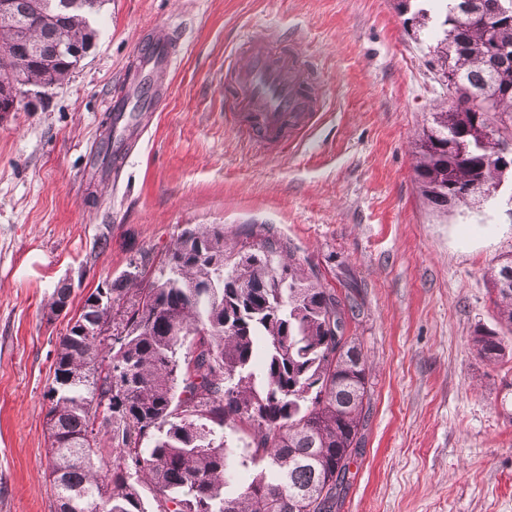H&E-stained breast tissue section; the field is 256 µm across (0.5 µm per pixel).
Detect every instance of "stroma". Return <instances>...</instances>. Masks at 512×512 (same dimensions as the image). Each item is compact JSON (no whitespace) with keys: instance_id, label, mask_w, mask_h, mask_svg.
I'll list each match as a JSON object with an SVG mask.
<instances>
[{"instance_id":"1","label":"stroma","mask_w":512,"mask_h":512,"mask_svg":"<svg viewBox=\"0 0 512 512\" xmlns=\"http://www.w3.org/2000/svg\"><path fill=\"white\" fill-rule=\"evenodd\" d=\"M398 0H106L67 84L0 114V512H53L47 404L71 302L131 261L158 263L181 228L263 225L351 293L348 333L371 363V413L339 512H512V360L480 358L499 328L486 275L512 254V188L481 211L422 197L413 142L438 111L433 4L408 31ZM265 27L314 74L322 114L269 151L240 127L227 60ZM171 43L160 108L115 178L88 176L142 31ZM107 249H99L100 238Z\"/></svg>"}]
</instances>
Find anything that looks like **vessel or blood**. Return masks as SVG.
Segmentation results:
<instances>
[{"label":"vessel or blood","instance_id":"obj_1","mask_svg":"<svg viewBox=\"0 0 512 512\" xmlns=\"http://www.w3.org/2000/svg\"><path fill=\"white\" fill-rule=\"evenodd\" d=\"M142 67L162 70L173 64L169 43L144 36L138 50ZM311 74L297 54L270 38L251 34L244 65L229 67L226 88L256 140L274 147L307 132L319 102L309 87Z\"/></svg>","mask_w":512,"mask_h":512}]
</instances>
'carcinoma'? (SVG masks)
Returning <instances> with one entry per match:
<instances>
[{"mask_svg":"<svg viewBox=\"0 0 512 512\" xmlns=\"http://www.w3.org/2000/svg\"><path fill=\"white\" fill-rule=\"evenodd\" d=\"M40 60L17 96L61 85L90 48L105 0L58 15L15 0ZM435 47L448 104L414 143L422 197L453 213L456 186L495 185L512 153V0H441ZM471 14L468 28L462 14ZM500 324L512 334V259L489 269ZM72 289L54 288L56 316ZM357 304L324 286L288 242L227 239L224 225H187L152 280L98 287L72 318L112 322V337L67 327L55 346L45 430L54 512H336L370 409V366L336 335ZM488 362L512 355L492 329L473 336ZM246 435L243 446L226 432Z\"/></svg>","mask_w":512,"mask_h":512,"instance_id":"cac0c4a2","label":"carcinoma"}]
</instances>
